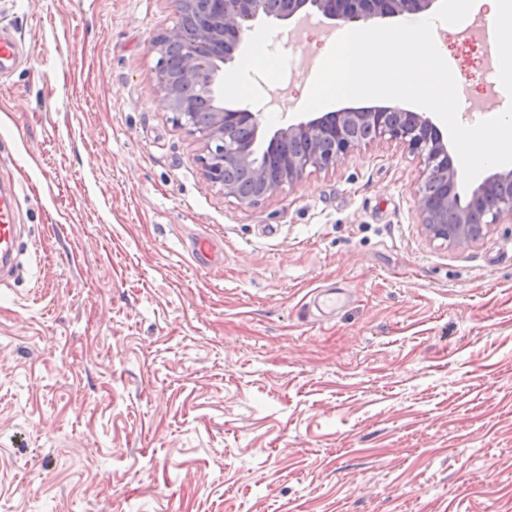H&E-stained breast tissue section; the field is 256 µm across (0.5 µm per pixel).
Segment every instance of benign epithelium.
<instances>
[{
	"instance_id": "obj_1",
	"label": "benign epithelium",
	"mask_w": 512,
	"mask_h": 512,
	"mask_svg": "<svg viewBox=\"0 0 512 512\" xmlns=\"http://www.w3.org/2000/svg\"><path fill=\"white\" fill-rule=\"evenodd\" d=\"M439 0H175L179 22L151 43L157 80L174 123L204 144L201 158L209 182L241 203L235 170L246 167L259 186L258 199L293 186L309 172L333 168L354 149L376 141L404 145L423 162L417 213L430 241L448 247L482 240L495 224L512 223V165L491 168L470 194L437 195L431 179L453 186L462 180L448 142L424 112L400 106L344 107L320 116L303 114L269 140L263 161L255 159L263 113L217 102L226 66L235 60L245 31L259 18L296 24L318 12L329 20L359 22L431 9Z\"/></svg>"
}]
</instances>
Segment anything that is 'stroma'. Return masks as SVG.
<instances>
[{
  "label": "stroma",
  "instance_id": "1",
  "mask_svg": "<svg viewBox=\"0 0 512 512\" xmlns=\"http://www.w3.org/2000/svg\"><path fill=\"white\" fill-rule=\"evenodd\" d=\"M174 0H17L0 83L21 269L0 286V512H512V223L452 248L422 165L376 141L252 205L206 178L158 92ZM438 30L473 125L512 104ZM331 31L259 19L224 101L303 106ZM261 50L268 68L244 64ZM211 237L208 270L191 244ZM318 288H349L329 319ZM22 46L13 32L5 25L0 26V76L12 72L18 65Z\"/></svg>",
  "mask_w": 512,
  "mask_h": 512
}]
</instances>
